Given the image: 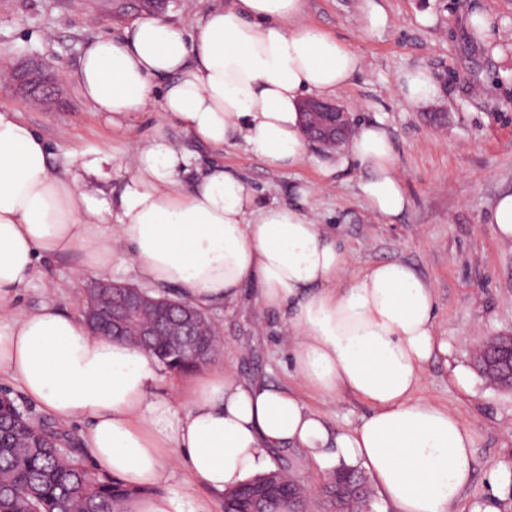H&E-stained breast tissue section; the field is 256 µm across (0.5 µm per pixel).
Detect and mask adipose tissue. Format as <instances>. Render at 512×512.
<instances>
[{"instance_id":"ef3b65f1","label":"adipose tissue","mask_w":512,"mask_h":512,"mask_svg":"<svg viewBox=\"0 0 512 512\" xmlns=\"http://www.w3.org/2000/svg\"><path fill=\"white\" fill-rule=\"evenodd\" d=\"M304 0H233L207 10L190 35L144 15L122 37L88 42L69 78L94 111L119 124L151 105L216 148L241 143L270 169H293L311 150L300 107L336 96L363 59L336 37L299 24ZM46 141L18 106L0 107V377L63 423L86 427L93 468L139 490L128 512H213L202 485L227 494L265 472L277 448H298L329 471L362 464L393 512H456L474 471L475 434L463 419L419 397L424 366L448 343L437 334V298L409 264L354 272L335 236L301 206L254 194L222 165L191 173L190 156L164 134L131 146L118 198L98 187L112 157L100 149L50 171ZM359 163V190L390 218L408 200L383 119L362 124L343 153L319 165L325 189ZM78 253L69 280L124 269L173 287L199 309L237 302L242 287L282 313L298 388L248 384L227 368L200 376L184 410L157 395L146 350L88 330L81 318L16 299L42 259ZM347 392L371 411L334 432L309 396ZM176 461L179 488L155 493Z\"/></svg>"}]
</instances>
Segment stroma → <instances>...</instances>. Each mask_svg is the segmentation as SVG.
<instances>
[{
  "label": "stroma",
  "instance_id": "1",
  "mask_svg": "<svg viewBox=\"0 0 512 512\" xmlns=\"http://www.w3.org/2000/svg\"><path fill=\"white\" fill-rule=\"evenodd\" d=\"M389 21L382 31L362 22V0H305L302 20L336 37L362 56L364 69L332 99L361 122L382 116L408 199L403 213L385 221L373 213L358 185L356 164L339 171L332 186L306 203L316 223L331 228L348 251L353 269L399 259L430 280L437 296V324L446 355L426 367L418 394L457 413L475 432V470L462 493L461 512H512V392L489 385L472 365L484 337L512 334V242L498 240L486 222L493 201L512 193V0H380ZM429 12L433 26L419 23ZM488 17L482 39L466 26L471 13ZM131 17L113 14L112 0H0V69L41 59L59 72L76 70L85 42L121 37ZM428 69L437 96L424 106L396 90L404 71ZM24 105L13 81L0 79V105ZM25 119L49 142L53 173L70 155L102 147L112 156L103 183L107 194L123 189L126 149L134 140L164 133L192 155L197 166L221 163L240 175L260 199L296 201L297 185L316 182L323 147H313L295 169L273 171L233 145L221 149L197 141L162 112L115 126L94 112L76 84L62 82L50 108L24 105ZM74 256L43 261L42 275L20 296L23 309L53 301L80 315L82 290L66 288ZM223 338L214 365L244 382L296 386V373L279 313L263 309L252 284L238 304L207 311ZM465 375L460 387L457 375ZM331 429L341 430L370 407L347 393L313 397Z\"/></svg>",
  "mask_w": 512,
  "mask_h": 512
}]
</instances>
